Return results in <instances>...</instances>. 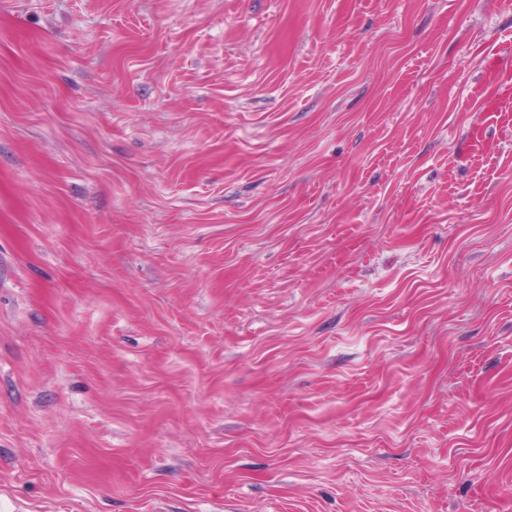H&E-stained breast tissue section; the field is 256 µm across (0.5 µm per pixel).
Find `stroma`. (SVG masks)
I'll return each mask as SVG.
<instances>
[{
	"instance_id": "1",
	"label": "stroma",
	"mask_w": 512,
	"mask_h": 512,
	"mask_svg": "<svg viewBox=\"0 0 512 512\" xmlns=\"http://www.w3.org/2000/svg\"><path fill=\"white\" fill-rule=\"evenodd\" d=\"M0 512H512V6L0 0Z\"/></svg>"
}]
</instances>
